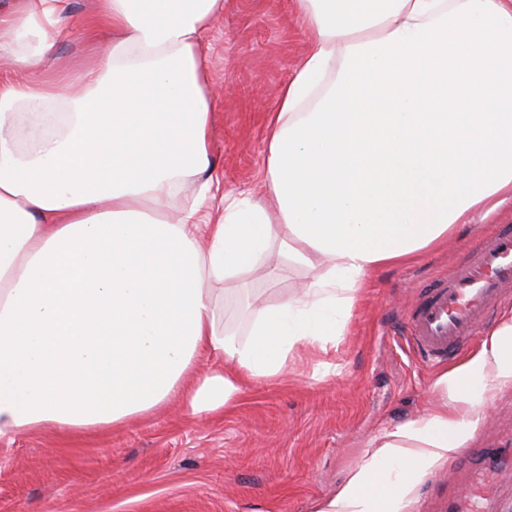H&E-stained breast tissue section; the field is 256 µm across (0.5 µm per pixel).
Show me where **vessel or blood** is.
Masks as SVG:
<instances>
[{"label":"vessel or blood","instance_id":"1","mask_svg":"<svg viewBox=\"0 0 512 512\" xmlns=\"http://www.w3.org/2000/svg\"><path fill=\"white\" fill-rule=\"evenodd\" d=\"M512 298V228L481 237L454 271L424 286L406 316L409 339L429 362L454 359L491 309Z\"/></svg>","mask_w":512,"mask_h":512}]
</instances>
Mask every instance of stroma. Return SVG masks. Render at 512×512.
Masks as SVG:
<instances>
[{
	"mask_svg": "<svg viewBox=\"0 0 512 512\" xmlns=\"http://www.w3.org/2000/svg\"><path fill=\"white\" fill-rule=\"evenodd\" d=\"M98 11L99 0H71L44 72L107 47V33L88 31ZM309 43L294 0H225L202 46L213 110L206 212L265 179L267 117ZM503 224L512 225V201L416 259L372 270L335 351L300 350L285 373L246 381L224 416L192 415L178 396L117 430L49 426L0 442V512H311L361 464L374 435L429 406L441 368L409 345L404 318L421 283L450 272ZM277 266L272 279L242 276L246 300L216 284L238 340L250 333L244 301L274 304L314 278L282 259ZM463 451L469 462L453 458L422 485L416 512H448L467 484L489 477L486 512H512V389L490 402Z\"/></svg>",
	"mask_w": 512,
	"mask_h": 512,
	"instance_id": "35a3bbf8",
	"label": "stroma"
}]
</instances>
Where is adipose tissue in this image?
I'll list each match as a JSON object with an SVG mask.
<instances>
[{
  "mask_svg": "<svg viewBox=\"0 0 512 512\" xmlns=\"http://www.w3.org/2000/svg\"><path fill=\"white\" fill-rule=\"evenodd\" d=\"M294 2L312 40L268 117L262 197L225 196L205 223L156 210L210 168L199 45L224 0H102L111 44L75 77L0 81V440L115 429L179 394L223 413L298 349L328 353L372 269L512 198V0ZM69 4L22 0L0 56L40 66ZM276 256L316 276L238 341L208 285ZM506 388L512 316L313 512H414Z\"/></svg>",
  "mask_w": 512,
  "mask_h": 512,
  "instance_id": "obj_1",
  "label": "adipose tissue"
}]
</instances>
